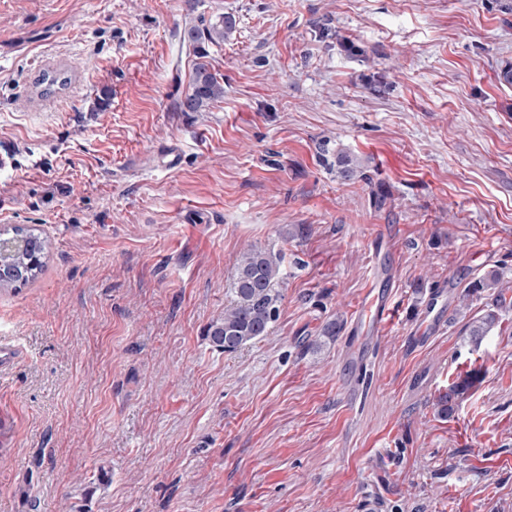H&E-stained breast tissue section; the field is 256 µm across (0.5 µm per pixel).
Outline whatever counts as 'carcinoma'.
Instances as JSON below:
<instances>
[{
  "label": "carcinoma",
  "instance_id": "cac0c4a2",
  "mask_svg": "<svg viewBox=\"0 0 512 512\" xmlns=\"http://www.w3.org/2000/svg\"><path fill=\"white\" fill-rule=\"evenodd\" d=\"M233 28V21L219 16L215 21L200 20L187 31L190 42L201 45H220ZM224 98V84L212 74L206 65L196 67L189 93L179 107L183 112H198L210 103ZM336 172L344 180H350L358 173L355 159L346 153L336 155ZM7 238L0 242H15L20 247L0 256V262L12 268L19 278L0 281V288H17L35 281L42 273L47 257L48 243L32 230L15 226L3 230ZM280 273V257L262 249L247 250L238 265L230 285L233 295L231 304L224 308V315L214 319L207 327L206 336L214 347L225 352H235L247 343L269 333L279 312L281 295L276 288ZM500 273L492 271L468 284L467 295L497 290L494 303L485 313L471 323L469 335L478 340L488 335L500 323V314L506 307V298L499 290ZM475 375L460 376L441 395L437 402L439 416L448 418L455 413L457 404L470 391Z\"/></svg>",
  "mask_w": 512,
  "mask_h": 512
}]
</instances>
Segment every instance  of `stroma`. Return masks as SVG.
<instances>
[{
	"mask_svg": "<svg viewBox=\"0 0 512 512\" xmlns=\"http://www.w3.org/2000/svg\"><path fill=\"white\" fill-rule=\"evenodd\" d=\"M222 14L223 45L184 41ZM202 61L224 98L179 111ZM511 67L512 0H0V228L50 243L0 288V512H512ZM252 247L282 301L224 352ZM378 267L393 319L355 368ZM492 270L477 343L492 298L463 291ZM501 276L499 272H489L486 275L475 279L470 282L466 288H468L466 296L481 294L482 292L494 290L492 295H495L494 303L488 307L485 313L474 320L471 323V328L469 331V336L476 341L483 336H488V334L498 326L500 323V314L503 308L506 309V298L504 296L503 291L498 290L495 293L496 288H499ZM475 375L466 373L460 376L448 389V392L441 395L437 402V413L439 416L451 417L456 410L457 404L470 391L474 384Z\"/></svg>",
	"mask_w": 512,
	"mask_h": 512,
	"instance_id": "obj_1",
	"label": "stroma"
}]
</instances>
